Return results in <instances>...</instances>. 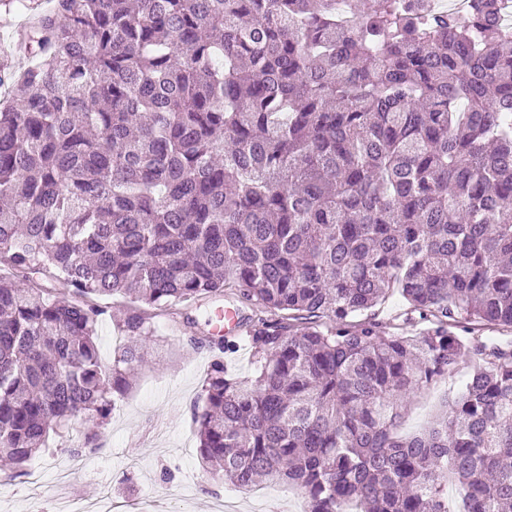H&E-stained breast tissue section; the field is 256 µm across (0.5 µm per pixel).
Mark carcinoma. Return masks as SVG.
<instances>
[{
	"label": "carcinoma",
	"mask_w": 512,
	"mask_h": 512,
	"mask_svg": "<svg viewBox=\"0 0 512 512\" xmlns=\"http://www.w3.org/2000/svg\"><path fill=\"white\" fill-rule=\"evenodd\" d=\"M29 0L0 75V457L99 447L149 320L232 291L200 462L305 512L512 509V34L504 0ZM67 286L54 293L43 281ZM397 292L419 336L377 308ZM115 295L140 304L101 357ZM470 363L424 432L410 398ZM459 498L448 500V483ZM244 315L232 309H217L216 321L213 325V335L240 336L244 329ZM253 358L251 347L245 342H240L234 349H225L224 367L234 374L251 375L253 372Z\"/></svg>",
	"instance_id": "cac0c4a2"
}]
</instances>
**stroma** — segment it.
<instances>
[{
  "instance_id": "1",
  "label": "stroma",
  "mask_w": 512,
  "mask_h": 512,
  "mask_svg": "<svg viewBox=\"0 0 512 512\" xmlns=\"http://www.w3.org/2000/svg\"><path fill=\"white\" fill-rule=\"evenodd\" d=\"M109 307L110 316L98 326L100 352L108 361L127 341L118 324L133 309L119 299ZM214 307L208 300L188 307L192 321L182 326L165 316L155 318L146 361L113 409L100 448L75 463L66 449L80 438L81 426L50 436L48 449L30 464L39 477H0V512H58L65 499L87 504L103 498L110 500L114 512H221L227 504L235 512H286L291 486L238 488L217 480L199 464L190 412L212 354L191 340L208 338ZM467 374V367H460L453 378L414 396L404 412L402 433L427 428L444 412L448 396L463 389ZM60 468L72 473L64 486L54 480Z\"/></svg>"
}]
</instances>
